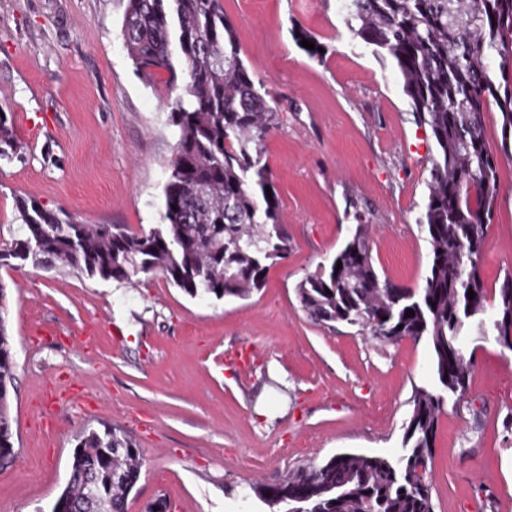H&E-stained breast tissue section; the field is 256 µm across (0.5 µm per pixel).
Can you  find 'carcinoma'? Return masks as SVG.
<instances>
[{"label":"carcinoma","instance_id":"cac0c4a2","mask_svg":"<svg viewBox=\"0 0 512 512\" xmlns=\"http://www.w3.org/2000/svg\"><path fill=\"white\" fill-rule=\"evenodd\" d=\"M344 2L357 22L351 31L395 62L416 122L437 143L419 219L432 261L421 288L380 277L359 224L330 266L307 275L295 292L320 325L344 323L383 344L426 342L432 382L414 388L396 457L341 453L299 465L253 492L271 508L287 503L294 512H434L429 475L439 420L448 402L464 398L476 368L459 338L512 331L506 279L496 327L489 333L481 324L490 298L481 264L471 260L483 251L495 216L499 156H512V0ZM121 35L135 70L164 75L167 89L176 142L160 223L148 230L83 224L61 208L19 197L21 234L0 241V266L60 263L120 283L159 274L191 296L243 299L262 287L267 262L287 257L290 248L261 151L278 127L276 110L244 65L221 0H127ZM492 104L501 121L497 152L486 139ZM20 150L13 121L0 114V160ZM408 309L414 315L406 316ZM14 381L11 338L0 315V448L14 442ZM142 466L126 431L106 424L90 429L78 439L63 493L78 512H127Z\"/></svg>","mask_w":512,"mask_h":512}]
</instances>
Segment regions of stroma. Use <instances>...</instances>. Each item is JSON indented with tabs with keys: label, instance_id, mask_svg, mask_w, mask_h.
Here are the masks:
<instances>
[{
	"label": "stroma",
	"instance_id": "35a3bbf8",
	"mask_svg": "<svg viewBox=\"0 0 512 512\" xmlns=\"http://www.w3.org/2000/svg\"><path fill=\"white\" fill-rule=\"evenodd\" d=\"M240 57L279 116L264 144L291 249L244 299L191 296L160 275L127 285L65 268H0V315L15 360L17 457L0 464V512H49L80 432H130L145 460L128 512H272L243 498L298 465L343 452L398 453L426 343L378 344L310 321L295 286L368 225L380 276L420 288L437 144L415 124L391 62L354 37L340 0H222ZM126 0H0V111L24 149L0 162V239L22 224L17 197L86 224L159 222L174 138L162 75L123 46ZM324 47L310 57L296 31ZM482 277L512 271V161ZM471 386L441 416L431 465L435 512H512V351L465 337Z\"/></svg>",
	"mask_w": 512,
	"mask_h": 512
}]
</instances>
